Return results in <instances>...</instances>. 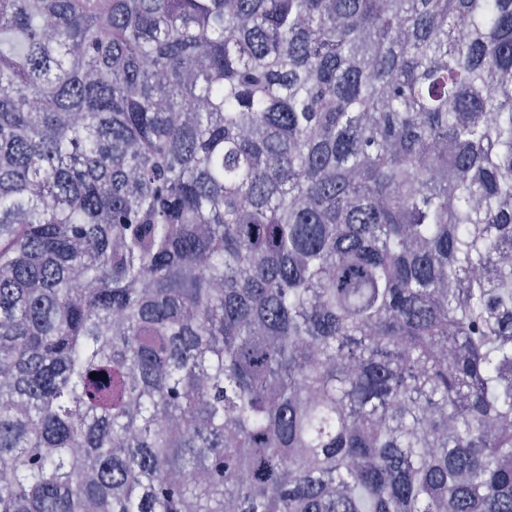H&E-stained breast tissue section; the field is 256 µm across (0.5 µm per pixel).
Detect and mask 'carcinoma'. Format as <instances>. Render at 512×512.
<instances>
[{"label": "carcinoma", "mask_w": 512, "mask_h": 512, "mask_svg": "<svg viewBox=\"0 0 512 512\" xmlns=\"http://www.w3.org/2000/svg\"><path fill=\"white\" fill-rule=\"evenodd\" d=\"M0 512H512V0H0Z\"/></svg>", "instance_id": "carcinoma-1"}]
</instances>
